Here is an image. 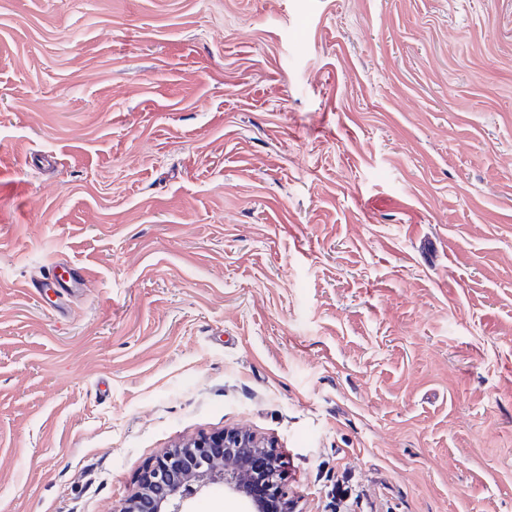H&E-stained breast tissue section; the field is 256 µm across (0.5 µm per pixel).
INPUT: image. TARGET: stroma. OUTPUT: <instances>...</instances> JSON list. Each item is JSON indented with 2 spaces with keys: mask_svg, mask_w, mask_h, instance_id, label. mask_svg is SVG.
<instances>
[{
  "mask_svg": "<svg viewBox=\"0 0 512 512\" xmlns=\"http://www.w3.org/2000/svg\"><path fill=\"white\" fill-rule=\"evenodd\" d=\"M236 430L512 512V0H0V512Z\"/></svg>",
  "mask_w": 512,
  "mask_h": 512,
  "instance_id": "obj_1",
  "label": "stroma"
}]
</instances>
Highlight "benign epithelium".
<instances>
[{
    "mask_svg": "<svg viewBox=\"0 0 512 512\" xmlns=\"http://www.w3.org/2000/svg\"><path fill=\"white\" fill-rule=\"evenodd\" d=\"M256 481L269 495L287 500L275 449L237 431L202 435L147 465L135 490L114 512H186L187 500L218 484L239 496L249 512H267L266 502L251 491Z\"/></svg>",
    "mask_w": 512,
    "mask_h": 512,
    "instance_id": "obj_1",
    "label": "benign epithelium"
}]
</instances>
